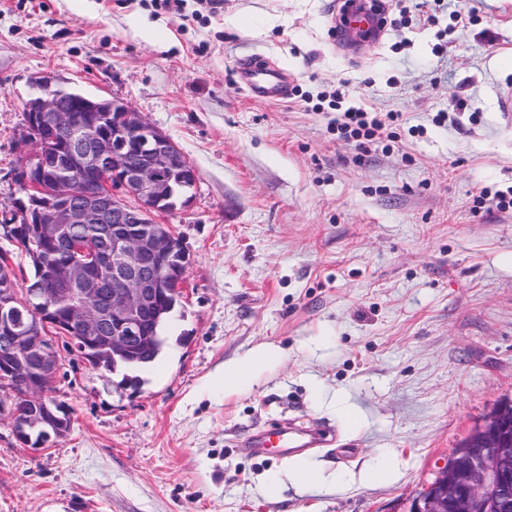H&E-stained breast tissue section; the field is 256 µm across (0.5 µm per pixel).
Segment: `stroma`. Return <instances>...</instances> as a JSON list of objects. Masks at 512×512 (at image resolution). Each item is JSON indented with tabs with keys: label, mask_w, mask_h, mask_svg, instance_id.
<instances>
[{
	"label": "stroma",
	"mask_w": 512,
	"mask_h": 512,
	"mask_svg": "<svg viewBox=\"0 0 512 512\" xmlns=\"http://www.w3.org/2000/svg\"><path fill=\"white\" fill-rule=\"evenodd\" d=\"M384 3L382 38L349 54L337 0H185L178 16L0 0V209L43 74L128 102L199 176L191 206L160 218L190 255L161 357L112 373L64 355L66 437L34 449L0 417V512H409L512 400V209L475 205L512 193V0H443L433 26L419 0ZM249 56L287 73L288 99L239 89ZM359 101L402 115L365 157L332 129ZM263 347L253 384L225 390V367ZM277 421L332 426L339 444L239 447ZM383 456L391 470L361 481ZM301 462L314 484L293 479Z\"/></svg>",
	"instance_id": "35a3bbf8"
}]
</instances>
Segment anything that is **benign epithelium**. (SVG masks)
Masks as SVG:
<instances>
[{"mask_svg": "<svg viewBox=\"0 0 512 512\" xmlns=\"http://www.w3.org/2000/svg\"><path fill=\"white\" fill-rule=\"evenodd\" d=\"M25 111L40 121L25 125L24 141L32 145L22 178L34 187L57 180L60 171L79 172L92 187L79 193L62 190L51 215L40 219L38 240L62 243L72 225L94 234L112 232V250L94 253L91 262L71 265L68 277H47L39 288L24 285L0 290V311L17 303L32 305V297L58 295L74 303L71 320L82 338L104 340L118 356L152 339L147 314L156 308L162 289L150 275L153 259L179 248L175 240L140 230L161 214L188 207L198 174L178 145L121 99L83 94L73 105V90L46 74L31 82ZM61 137L68 146L63 162L39 150L45 133ZM112 275V302L94 303L103 276ZM112 335H105L107 328ZM38 324L25 328L0 317V408L8 409L17 390L34 389L28 368L15 359L24 347L44 364H59L50 337L35 334ZM512 512V401L501 403L476 426L467 441L440 468L415 501L412 512Z\"/></svg>", "mask_w": 512, "mask_h": 512, "instance_id": "1", "label": "benign epithelium"}]
</instances>
